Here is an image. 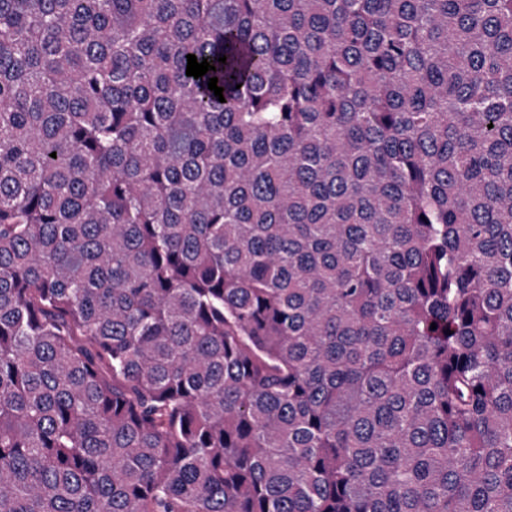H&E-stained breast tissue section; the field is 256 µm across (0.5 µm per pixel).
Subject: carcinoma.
<instances>
[{"instance_id": "obj_1", "label": "carcinoma", "mask_w": 512, "mask_h": 512, "mask_svg": "<svg viewBox=\"0 0 512 512\" xmlns=\"http://www.w3.org/2000/svg\"><path fill=\"white\" fill-rule=\"evenodd\" d=\"M0 512H512V0H0Z\"/></svg>"}]
</instances>
